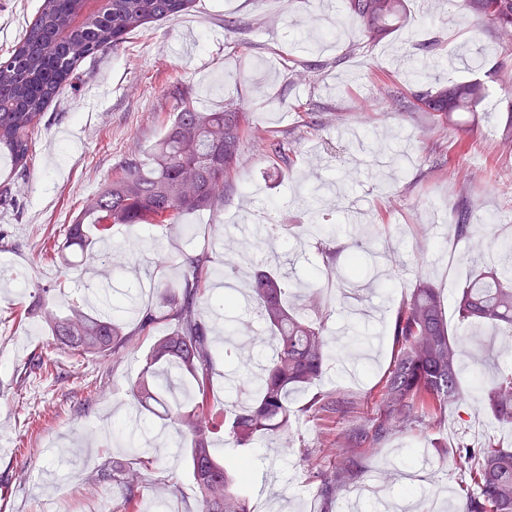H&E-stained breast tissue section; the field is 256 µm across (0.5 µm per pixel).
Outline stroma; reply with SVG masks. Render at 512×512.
<instances>
[{
  "instance_id": "obj_1",
  "label": "stroma",
  "mask_w": 512,
  "mask_h": 512,
  "mask_svg": "<svg viewBox=\"0 0 512 512\" xmlns=\"http://www.w3.org/2000/svg\"><path fill=\"white\" fill-rule=\"evenodd\" d=\"M325 0H195L175 19L149 24L118 49L82 62L46 108L32 135L26 177L0 170L18 208L0 207V438L12 451L0 454V512H153L158 493H168L170 512H200L191 472L165 450L140 464L115 423L137 419L151 427L148 409L131 395L155 336L173 323L158 317L152 331L134 336L118 357L77 355L55 345L42 319L44 309L85 306L91 294H135L140 309H156L158 290L175 285L186 254H207L212 271H225L224 225L246 217L288 227L279 267L295 299L308 274L320 268L343 276L341 287L322 299L333 309L337 329L356 325L371 338L351 355L334 352L308 390L289 398L290 448L261 439L249 491L255 512H346L355 492L386 471L404 480L381 484L362 512H427L442 495L446 508L465 498L470 480L443 458L461 440L492 438L512 446V430L486 408L481 393L512 355L491 358L470 352L460 382L462 405L389 437L379 452L359 449L362 475L324 504L314 472L328 471L334 454L321 441L343 438L355 420L372 416L393 365V328L404 299L419 280L441 293L448 324L462 344L472 330L459 321L455 295L477 268L497 260L499 245L512 242V191L499 178L512 155L497 142L512 115V55L502 53L494 29L463 15L448 0H406V13L379 43L361 47L358 23L320 39L315 26ZM42 0H0V55L11 50L36 16ZM312 74L291 76L293 63ZM391 75L401 91L433 85L436 78L476 79L486 98L475 112L453 113L438 123L426 112L379 107L375 74ZM187 89L197 108L243 106L256 129L288 142L290 162L263 151L244 135L242 164L231 173L224 199L214 209L182 216L193 239L180 229L146 224L118 225L108 252L127 272L90 279L87 262L55 261L51 242L63 239L82 207L131 154L150 148L173 114L171 92ZM475 140L463 157L449 154L457 138ZM467 203L472 215L492 217L490 240L472 243L454 232L453 210ZM332 221L336 233L319 241L305 233L311 211ZM365 256L360 276L347 277L353 251ZM252 267L225 271L235 289L236 308L220 326L263 324L248 302ZM50 289L44 302L40 289ZM45 353L52 374L25 377L35 354ZM342 395L351 412L313 417L304 407L312 395ZM138 470L144 490L125 504L105 475L113 463Z\"/></svg>"
}]
</instances>
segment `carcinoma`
Instances as JSON below:
<instances>
[{"label":"carcinoma","mask_w":512,"mask_h":512,"mask_svg":"<svg viewBox=\"0 0 512 512\" xmlns=\"http://www.w3.org/2000/svg\"><path fill=\"white\" fill-rule=\"evenodd\" d=\"M191 2L99 0L97 9L87 14L83 0H42L18 43L0 56V144L7 147L16 167L24 174L29 170L34 126L80 63L117 48L150 22L175 18ZM345 7L348 18L361 24L367 45L385 36L405 10L404 0H345ZM456 7L492 25L504 52L512 51V0H460ZM485 97L483 83L462 79L399 95L412 110L430 112L441 121L454 112L477 111ZM172 98L177 106L163 136L147 156L127 158L68 226L65 243L55 255L77 249L100 257L94 229L117 224L175 226L183 213L211 208L221 200L226 177L240 166L238 142L249 129V112L204 111L182 90ZM256 139L267 153L287 157L284 143L262 132ZM454 228L461 236L473 237L486 225L472 223L471 212L462 208L455 214ZM209 279L207 256L188 255L177 294L169 296L167 287L159 290L160 309L174 320V328L154 339L132 395L139 405L154 402L164 408L159 418L182 439L180 454L192 472L202 512H254L246 480L253 441L278 434L288 446V397L325 373L329 314L313 295L307 309L314 316L289 307L286 277L273 270L256 273L249 298L254 313L276 336L277 346L260 373L245 377L243 390L251 394L250 402L224 418L225 441L235 449V455L226 458L215 447L216 420L206 421L203 415L216 358L222 354L240 364L244 356L233 341L222 352L211 344L200 306L226 309L237 299L230 293L211 301ZM457 310L460 320L471 326L505 329L504 344L512 345V278L500 268L476 272L460 289ZM48 328L55 342L84 355L116 357L132 336L120 319L104 320L78 307L51 317ZM393 336L398 351L375 413L344 437L346 451L334 470L316 475L323 498L333 497L359 474L352 449H377L389 436L464 401L459 383L462 348L449 331L440 296L430 284L420 282L406 298ZM485 405L500 423L512 426V367L485 388ZM344 409L339 397L315 402L319 413L339 414ZM452 460L469 471L475 484L456 512H512V448L461 444L452 450ZM112 485L127 502L136 500L143 488L121 464L112 465Z\"/></svg>","instance_id":"obj_1"}]
</instances>
